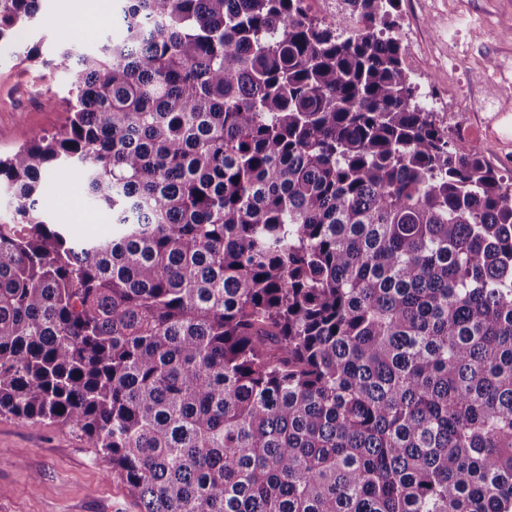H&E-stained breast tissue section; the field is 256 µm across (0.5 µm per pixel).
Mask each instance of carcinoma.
Returning <instances> with one entry per match:
<instances>
[{
	"label": "carcinoma",
	"instance_id": "1",
	"mask_svg": "<svg viewBox=\"0 0 512 512\" xmlns=\"http://www.w3.org/2000/svg\"><path fill=\"white\" fill-rule=\"evenodd\" d=\"M42 0H0V43ZM0 157V415L139 512H512V182L415 100L398 0H123ZM78 166L112 236L47 220ZM336 0H305L308 14L336 29L337 33H349L344 14L336 9Z\"/></svg>",
	"mask_w": 512,
	"mask_h": 512
}]
</instances>
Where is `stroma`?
<instances>
[{
	"instance_id": "stroma-1",
	"label": "stroma",
	"mask_w": 512,
	"mask_h": 512,
	"mask_svg": "<svg viewBox=\"0 0 512 512\" xmlns=\"http://www.w3.org/2000/svg\"><path fill=\"white\" fill-rule=\"evenodd\" d=\"M78 0H43L33 25L16 33L13 50L0 51V155L38 132L61 130L68 114L66 75L38 64L25 66L16 52L39 46L50 59L74 43L99 34L107 19L120 36L119 0H106L104 14L80 13ZM395 30L407 48L405 66L417 96L436 99L437 117L448 127L467 122L475 131L473 150L503 175L512 174V146L485 138L489 118L512 131V110L503 97L512 91V0H399ZM463 61L448 66L449 50ZM470 102L456 112L457 94ZM56 98L55 109L44 102ZM51 220L76 236L94 231L106 237L112 225L106 212L82 196V174L68 167L47 186ZM0 512H138V505L110 463L87 447L77 432L47 425L31 428L0 416Z\"/></svg>"
}]
</instances>
